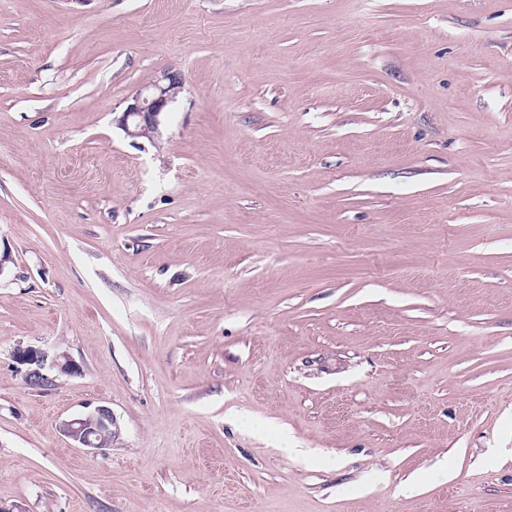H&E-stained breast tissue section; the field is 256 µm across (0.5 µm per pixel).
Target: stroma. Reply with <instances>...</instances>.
<instances>
[{
	"label": "stroma",
	"mask_w": 512,
	"mask_h": 512,
	"mask_svg": "<svg viewBox=\"0 0 512 512\" xmlns=\"http://www.w3.org/2000/svg\"><path fill=\"white\" fill-rule=\"evenodd\" d=\"M0 252V504L512 512V0H0ZM183 87L179 71L163 70L132 95L117 120L118 126L129 137L154 140L159 135L161 114L169 110ZM13 358L15 362L25 368L24 379L28 385L44 386L52 384L58 374L73 375L79 372V366L66 353L50 354L32 346L17 348ZM60 430L78 448H86L89 453L104 450L117 441L120 434L117 419L106 406H98L77 418L63 421Z\"/></svg>",
	"instance_id": "stroma-1"
}]
</instances>
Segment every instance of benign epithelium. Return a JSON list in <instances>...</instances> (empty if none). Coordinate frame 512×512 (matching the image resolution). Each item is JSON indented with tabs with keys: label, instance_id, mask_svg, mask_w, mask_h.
Listing matches in <instances>:
<instances>
[{
	"label": "benign epithelium",
	"instance_id": "7a95c632",
	"mask_svg": "<svg viewBox=\"0 0 512 512\" xmlns=\"http://www.w3.org/2000/svg\"><path fill=\"white\" fill-rule=\"evenodd\" d=\"M184 87L182 74L166 69L151 81L143 84L129 99L118 126L133 138L154 139L159 135L160 116L167 112ZM13 358L25 368L24 379L31 386L49 385L55 381L52 372L73 375L79 366L66 353H49L32 346L18 348ZM64 436L90 453L104 450L117 441L120 428L112 411L98 406L77 418L62 422Z\"/></svg>",
	"mask_w": 512,
	"mask_h": 512
}]
</instances>
